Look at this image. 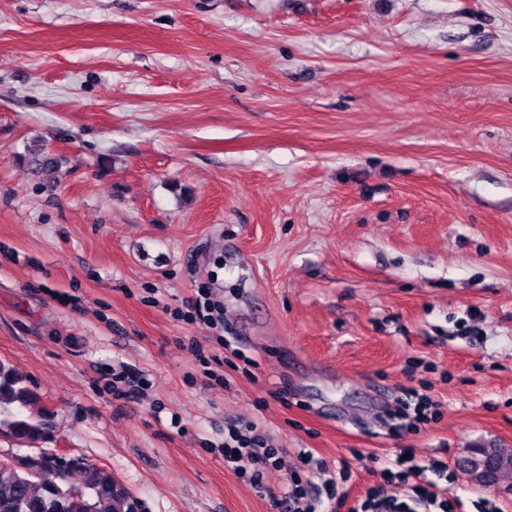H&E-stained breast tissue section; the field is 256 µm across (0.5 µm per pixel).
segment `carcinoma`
Wrapping results in <instances>:
<instances>
[{
  "label": "carcinoma",
  "mask_w": 512,
  "mask_h": 512,
  "mask_svg": "<svg viewBox=\"0 0 512 512\" xmlns=\"http://www.w3.org/2000/svg\"><path fill=\"white\" fill-rule=\"evenodd\" d=\"M40 395L0 361V434L35 443L53 428L49 411H32ZM70 474L50 476L0 460V512H132L134 495L104 467L82 463Z\"/></svg>",
  "instance_id": "carcinoma-1"
}]
</instances>
